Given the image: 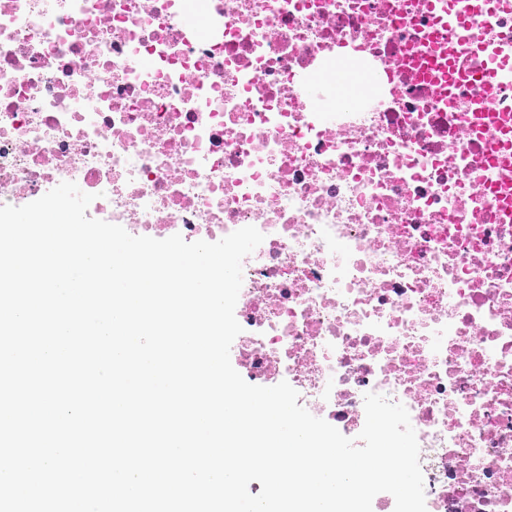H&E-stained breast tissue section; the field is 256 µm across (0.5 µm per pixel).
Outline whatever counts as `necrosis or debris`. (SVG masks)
I'll use <instances>...</instances> for the list:
<instances>
[{"mask_svg": "<svg viewBox=\"0 0 512 512\" xmlns=\"http://www.w3.org/2000/svg\"><path fill=\"white\" fill-rule=\"evenodd\" d=\"M480 2L0 0V205L256 227L247 377L353 436L402 403L431 512H512V0ZM345 50L382 78L331 83Z\"/></svg>", "mask_w": 512, "mask_h": 512, "instance_id": "obj_1", "label": "necrosis or debris"}]
</instances>
